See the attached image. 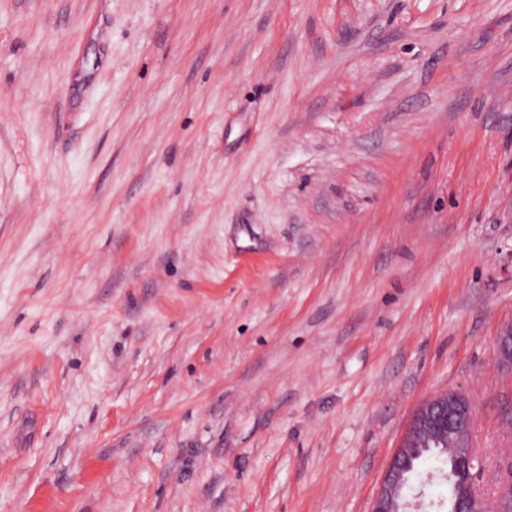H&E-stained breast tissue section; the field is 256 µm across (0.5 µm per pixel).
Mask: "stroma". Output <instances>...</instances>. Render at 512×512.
<instances>
[{"mask_svg":"<svg viewBox=\"0 0 512 512\" xmlns=\"http://www.w3.org/2000/svg\"><path fill=\"white\" fill-rule=\"evenodd\" d=\"M511 322L512 0H0V512H370L448 389L492 480ZM494 346L498 363L512 370V323L500 330Z\"/></svg>","mask_w":512,"mask_h":512,"instance_id":"obj_1","label":"stroma"}]
</instances>
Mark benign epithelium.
Returning <instances> with one entry per match:
<instances>
[{
  "label": "benign epithelium",
  "instance_id": "benign-epithelium-1",
  "mask_svg": "<svg viewBox=\"0 0 512 512\" xmlns=\"http://www.w3.org/2000/svg\"><path fill=\"white\" fill-rule=\"evenodd\" d=\"M494 346L498 363L512 370V323L500 330ZM430 446L442 449L452 468L450 512H512L511 480L488 492L471 477V471L483 469L485 458L476 441L472 402L467 394L454 389L431 397L414 413L388 464L371 512H402L403 491L412 474L410 451Z\"/></svg>",
  "mask_w": 512,
  "mask_h": 512
}]
</instances>
